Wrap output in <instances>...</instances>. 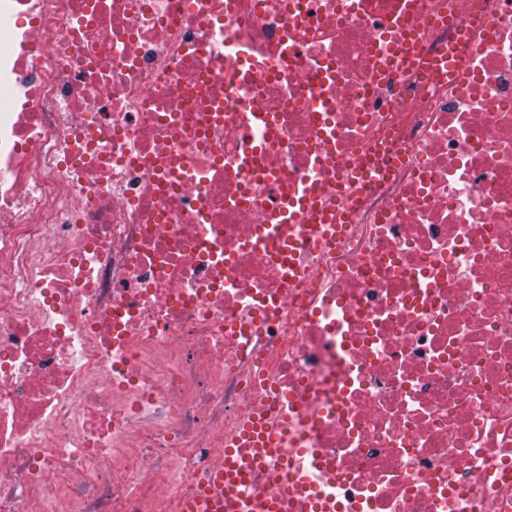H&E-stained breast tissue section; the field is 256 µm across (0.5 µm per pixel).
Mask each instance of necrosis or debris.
Returning a JSON list of instances; mask_svg holds the SVG:
<instances>
[{"mask_svg": "<svg viewBox=\"0 0 512 512\" xmlns=\"http://www.w3.org/2000/svg\"><path fill=\"white\" fill-rule=\"evenodd\" d=\"M0 15V512H512V0ZM248 472L238 473V464L230 455H224V465H219L209 481L192 498L187 510L210 512H230L237 505L238 486L244 482Z\"/></svg>", "mask_w": 512, "mask_h": 512, "instance_id": "4bbe7bcc", "label": "necrosis or debris"}]
</instances>
